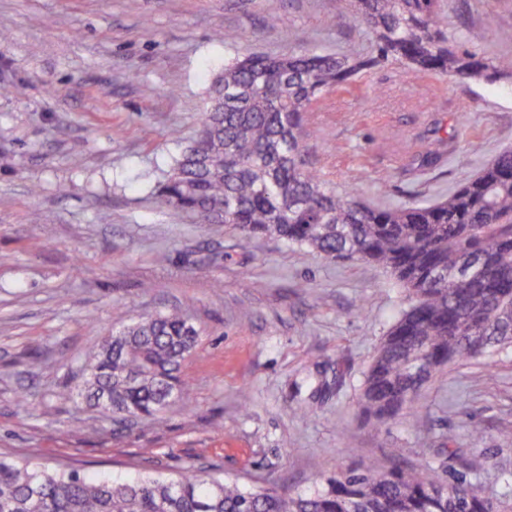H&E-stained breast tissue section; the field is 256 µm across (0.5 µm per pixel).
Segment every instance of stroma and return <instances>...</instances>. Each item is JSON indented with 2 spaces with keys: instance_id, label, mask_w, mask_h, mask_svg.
Here are the masks:
<instances>
[{
  "instance_id": "obj_1",
  "label": "stroma",
  "mask_w": 512,
  "mask_h": 512,
  "mask_svg": "<svg viewBox=\"0 0 512 512\" xmlns=\"http://www.w3.org/2000/svg\"><path fill=\"white\" fill-rule=\"evenodd\" d=\"M441 13L485 62L512 57V0H442ZM335 15L336 0H0V84L20 89L0 95V453L119 481L202 468L286 494L427 459L501 494L512 353L491 375L479 360L448 367L415 416L374 427L361 384L404 290L373 263L243 240L157 195L225 64L368 50L366 28ZM436 131L454 148L421 165ZM306 132L337 191L432 203L512 148V82L414 77L390 61L324 93ZM175 307L202 330L188 402L160 424L102 421L81 383L87 358Z\"/></svg>"
}]
</instances>
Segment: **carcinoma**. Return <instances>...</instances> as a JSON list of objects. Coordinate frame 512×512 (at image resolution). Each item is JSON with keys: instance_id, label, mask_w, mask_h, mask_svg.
Returning a JSON list of instances; mask_svg holds the SVG:
<instances>
[{"instance_id": "obj_1", "label": "carcinoma", "mask_w": 512, "mask_h": 512, "mask_svg": "<svg viewBox=\"0 0 512 512\" xmlns=\"http://www.w3.org/2000/svg\"><path fill=\"white\" fill-rule=\"evenodd\" d=\"M372 34L349 59L308 52L250 56L224 66L197 138L158 188L166 205L221 223L243 238L273 237L328 258L377 264L407 292L364 375L362 416L377 426L414 413L422 389L455 364L512 349V149L428 205H369L320 180L304 144L307 112L324 91L389 60L415 75L488 83L512 79V60L490 65L452 36L439 0H336ZM452 141L428 142L435 163ZM199 329L178 309L142 318L104 341L86 364L87 399L106 419L155 422L189 397L182 368ZM489 498L467 475L425 461L379 472L350 468L308 493L242 488L205 470L90 480L0 455V512H512V473Z\"/></svg>"}]
</instances>
